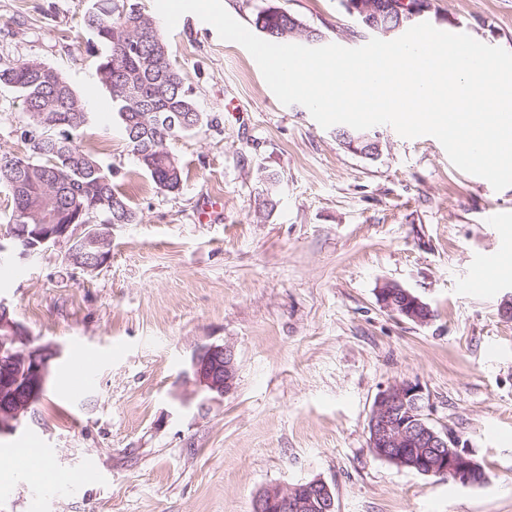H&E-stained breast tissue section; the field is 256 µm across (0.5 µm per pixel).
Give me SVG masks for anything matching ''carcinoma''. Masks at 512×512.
Returning <instances> with one entry per match:
<instances>
[{
	"instance_id": "cac0c4a2",
	"label": "carcinoma",
	"mask_w": 512,
	"mask_h": 512,
	"mask_svg": "<svg viewBox=\"0 0 512 512\" xmlns=\"http://www.w3.org/2000/svg\"><path fill=\"white\" fill-rule=\"evenodd\" d=\"M99 2L84 18L101 46L97 73L140 166L159 190L175 192L182 170L170 144L205 124L219 126L218 118L198 110L160 29L135 0ZM253 23L272 43L292 39L286 11L268 8ZM0 85L21 94L28 114L20 133L28 154L10 159L11 180L0 175L12 198L6 234L21 221L34 229L38 211L47 206L59 212L61 224L134 223L137 213L112 174L78 143L87 112L66 79L38 61L1 60Z\"/></svg>"
}]
</instances>
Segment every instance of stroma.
<instances>
[{
    "instance_id": "obj_1",
    "label": "stroma",
    "mask_w": 512,
    "mask_h": 512,
    "mask_svg": "<svg viewBox=\"0 0 512 512\" xmlns=\"http://www.w3.org/2000/svg\"><path fill=\"white\" fill-rule=\"evenodd\" d=\"M95 0H0V58L39 61L77 94L98 85L84 15ZM425 21L512 51V0H429ZM243 25L274 7L356 48L341 0H223ZM170 57L200 112L217 116L171 145L183 181L156 188L117 112L89 110L82 148L112 170L138 219L112 228L97 270L64 246L11 257L0 299L50 344L36 417L0 436V454L35 445L83 482L46 488L0 477V512H252L270 488L319 479L336 512H512V187L457 169L437 139L378 126L381 151L346 149L302 105H282L247 50L184 14L166 33ZM28 120L0 86V156H23ZM278 203L260 210L264 175ZM506 250L494 295L468 292L484 253ZM395 282L434 312L425 325L383 309ZM229 344L236 387L198 410L183 376L192 354ZM420 384L436 426L474 450L484 482L463 486L375 457L368 419L380 390Z\"/></svg>"
}]
</instances>
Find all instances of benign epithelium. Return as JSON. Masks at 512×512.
Here are the masks:
<instances>
[{
  "label": "benign epithelium",
  "instance_id": "1",
  "mask_svg": "<svg viewBox=\"0 0 512 512\" xmlns=\"http://www.w3.org/2000/svg\"><path fill=\"white\" fill-rule=\"evenodd\" d=\"M348 7L355 17L373 31L383 35L398 32L401 26L381 23L382 17L405 16L412 20L423 8L408 0H349ZM355 154L375 157L380 152L377 135L357 132L338 137ZM14 236L24 241L18 253L26 259L49 246L63 245L71 255H81L93 247L96 260L105 262L108 254L103 247L112 236L110 224H57L49 211H44V223L28 232L21 224ZM379 304L386 310L414 323L424 325L432 320L430 306L420 297L394 282H384L376 291ZM0 354L8 352L10 365L0 370V434H7L28 416L32 405L42 397L49 379L50 361L58 354L51 345L27 350H8L26 336L25 327L9 318V309L0 299ZM186 374L202 394L198 409L207 411L211 404L231 393L236 384L235 350L228 344H210L197 350L190 358ZM429 399L417 383L402 381L379 390L374 398L368 420L369 448L379 458L391 459L423 475H448L456 482L469 486L475 483L478 471L474 451L461 442L451 428L438 429L426 414ZM253 512H335V501L329 486L316 479L286 489L273 488L260 493Z\"/></svg>",
  "mask_w": 512,
  "mask_h": 512
}]
</instances>
